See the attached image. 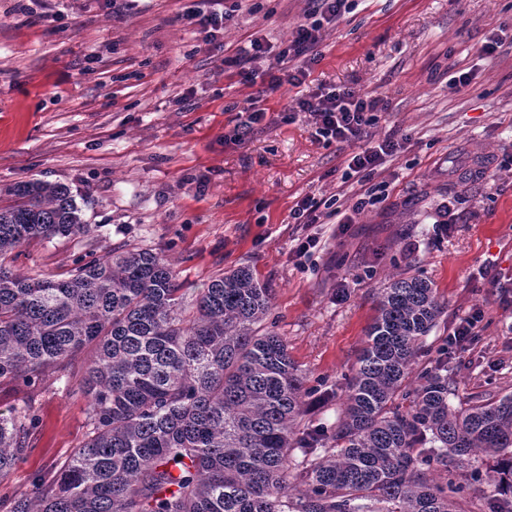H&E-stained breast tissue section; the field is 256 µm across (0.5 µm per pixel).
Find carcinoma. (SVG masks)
I'll use <instances>...</instances> for the list:
<instances>
[{"label":"carcinoma","mask_w":512,"mask_h":512,"mask_svg":"<svg viewBox=\"0 0 512 512\" xmlns=\"http://www.w3.org/2000/svg\"><path fill=\"white\" fill-rule=\"evenodd\" d=\"M6 195L0 384L57 382L92 350L86 441L52 480L0 501L6 512H469L448 461L479 455L502 494L490 512H512V391L457 410L438 366L405 385L445 309L428 280L403 276L382 290L341 417L302 432L310 389L263 327L271 293L250 267L190 302L148 249L78 260L60 278L16 274L3 264L14 250L93 228L64 186L21 181ZM35 424L27 402L0 412V481ZM297 449L303 460L290 472ZM290 479L302 487L295 497Z\"/></svg>","instance_id":"carcinoma-1"}]
</instances>
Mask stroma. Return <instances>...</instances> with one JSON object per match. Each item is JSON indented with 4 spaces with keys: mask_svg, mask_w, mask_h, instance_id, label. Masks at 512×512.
Segmentation results:
<instances>
[{
    "mask_svg": "<svg viewBox=\"0 0 512 512\" xmlns=\"http://www.w3.org/2000/svg\"><path fill=\"white\" fill-rule=\"evenodd\" d=\"M198 0H0V187L39 179L67 186L94 236L16 249L7 265L63 275L77 258L149 249L174 266L186 293L248 266L272 290L266 324L288 345L310 389L306 428H331L358 366L382 288L401 275L430 279L447 307L417 368L447 361L455 408L512 391V43L476 50L512 29V0H357L326 26L312 78L388 97L368 145L406 138L372 175L387 186L352 224L295 223L305 196L351 208L347 152L290 111L289 85L268 92L263 119L235 139L252 87L224 66L188 17ZM306 0H241L225 46L255 36L279 45L304 21ZM474 79L448 90L456 70ZM454 217L450 234L439 221ZM318 234L311 257L295 240ZM482 312L468 350H447L456 322ZM39 394L24 459L0 499L50 479L87 438L79 383Z\"/></svg>",
    "mask_w": 512,
    "mask_h": 512,
    "instance_id": "stroma-1",
    "label": "stroma"
}]
</instances>
